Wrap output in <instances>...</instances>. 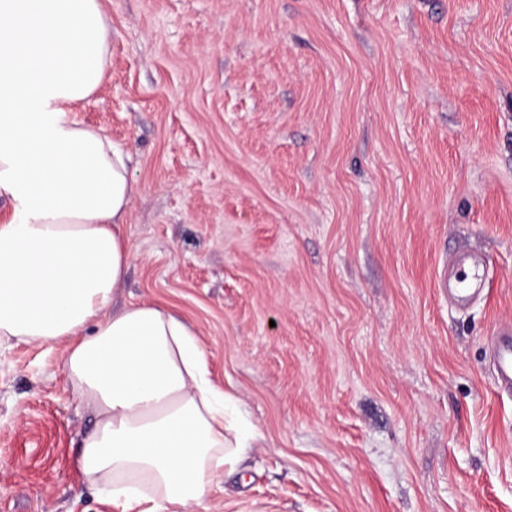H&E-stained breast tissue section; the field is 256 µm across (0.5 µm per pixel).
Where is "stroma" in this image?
Wrapping results in <instances>:
<instances>
[{
  "instance_id": "stroma-1",
  "label": "stroma",
  "mask_w": 512,
  "mask_h": 512,
  "mask_svg": "<svg viewBox=\"0 0 512 512\" xmlns=\"http://www.w3.org/2000/svg\"><path fill=\"white\" fill-rule=\"evenodd\" d=\"M105 6L78 117L140 185L118 300L171 306L258 433L207 512H512V0ZM94 423L60 347L1 350L0 512H116ZM473 272H463L455 277L453 281L448 280V274L446 272L441 275L442 288L453 295L457 302H466L470 300L477 292L482 291L486 288L489 281H487L483 275L479 273L480 262H473ZM496 383L512 390V326L500 328L494 343Z\"/></svg>"
}]
</instances>
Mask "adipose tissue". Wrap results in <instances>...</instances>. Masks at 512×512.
<instances>
[{
    "mask_svg": "<svg viewBox=\"0 0 512 512\" xmlns=\"http://www.w3.org/2000/svg\"><path fill=\"white\" fill-rule=\"evenodd\" d=\"M111 41L103 0H0V348L61 345L95 417L75 466L120 512H202L256 434L169 307L108 309L139 186L128 153L76 114Z\"/></svg>",
    "mask_w": 512,
    "mask_h": 512,
    "instance_id": "adipose-tissue-1",
    "label": "adipose tissue"
}]
</instances>
